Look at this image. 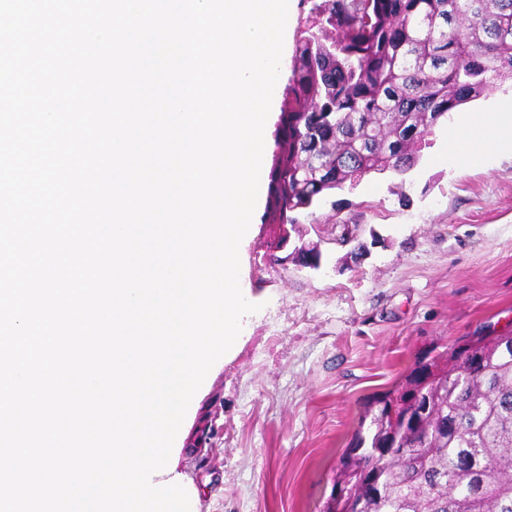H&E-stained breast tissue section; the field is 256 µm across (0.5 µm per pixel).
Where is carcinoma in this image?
I'll return each mask as SVG.
<instances>
[{
    "instance_id": "carcinoma-1",
    "label": "carcinoma",
    "mask_w": 512,
    "mask_h": 512,
    "mask_svg": "<svg viewBox=\"0 0 512 512\" xmlns=\"http://www.w3.org/2000/svg\"><path fill=\"white\" fill-rule=\"evenodd\" d=\"M302 3L268 185L277 224L372 173L405 174L450 112L512 79V0ZM366 415L326 512H512L511 335L418 363Z\"/></svg>"
}]
</instances>
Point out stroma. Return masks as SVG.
I'll return each mask as SVG.
<instances>
[{
	"label": "stroma",
	"mask_w": 512,
	"mask_h": 512,
	"mask_svg": "<svg viewBox=\"0 0 512 512\" xmlns=\"http://www.w3.org/2000/svg\"><path fill=\"white\" fill-rule=\"evenodd\" d=\"M512 108V81L458 107L406 174L333 191L293 238L319 270L280 265L266 209L240 248L258 304L188 423L201 512H323L367 407L431 351L512 333V151L449 166V129Z\"/></svg>",
	"instance_id": "obj_1"
}]
</instances>
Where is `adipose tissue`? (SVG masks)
<instances>
[{
    "label": "adipose tissue",
    "instance_id": "ef3b65f1",
    "mask_svg": "<svg viewBox=\"0 0 512 512\" xmlns=\"http://www.w3.org/2000/svg\"><path fill=\"white\" fill-rule=\"evenodd\" d=\"M512 126V114L489 112L477 115L470 125L448 134V161L464 167L474 159L497 152L504 145V128Z\"/></svg>",
    "mask_w": 512,
    "mask_h": 512
}]
</instances>
